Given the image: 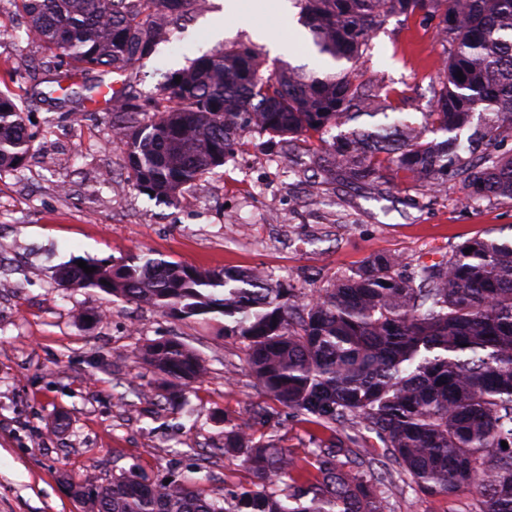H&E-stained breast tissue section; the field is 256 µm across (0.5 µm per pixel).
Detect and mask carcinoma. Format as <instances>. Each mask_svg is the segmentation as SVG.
I'll return each instance as SVG.
<instances>
[{
	"label": "carcinoma",
	"mask_w": 512,
	"mask_h": 512,
	"mask_svg": "<svg viewBox=\"0 0 512 512\" xmlns=\"http://www.w3.org/2000/svg\"><path fill=\"white\" fill-rule=\"evenodd\" d=\"M13 2L26 15L27 39L48 54L46 82L64 102L76 95L75 77L124 75L150 56L197 0ZM298 2L319 52L337 64L363 58L370 34L393 16L439 18L451 52L424 123L388 111L387 97L363 89L348 69L320 75L283 65L265 75L254 50L220 45L166 75L152 96L112 93L114 112L153 113L117 130L134 188L174 205L186 185L224 165L243 132L291 144L380 115L383 122L340 133L311 156L319 184H388L402 171L431 192L461 182L468 205L512 203V151L498 150L512 137V0ZM32 147L27 113L0 92V171L21 168ZM86 264L96 271L75 260L60 267L59 284L166 315H224V334L246 341L253 377L277 402L326 428L356 421L374 431L385 459L424 496L474 489L478 512H512V237L468 240L410 278L398 271L400 257L376 255L309 294L257 269L147 256ZM137 358L160 376L170 402L208 373L180 340L147 344ZM224 452L242 454L253 475L229 501L134 473L106 485L88 473L73 497L83 512H387L396 488L374 461L339 446L319 449L316 474L300 484L294 457L240 425L224 432ZM284 480L286 492L278 489Z\"/></svg>",
	"instance_id": "1"
}]
</instances>
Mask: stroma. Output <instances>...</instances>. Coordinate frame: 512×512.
<instances>
[{
  "instance_id": "obj_1",
  "label": "stroma",
  "mask_w": 512,
  "mask_h": 512,
  "mask_svg": "<svg viewBox=\"0 0 512 512\" xmlns=\"http://www.w3.org/2000/svg\"><path fill=\"white\" fill-rule=\"evenodd\" d=\"M222 0H198L172 28L168 42L137 63L134 93H156L166 74L215 48L211 31ZM288 15L242 16L222 41L254 48L265 71L282 64L324 71L311 33L287 52ZM0 91L25 108L33 154L16 171L0 172V512H82L63 475L92 471L100 483L135 473L148 482L195 479L210 497L249 485L242 455L224 452V432L248 423L258 441H274L293 457L332 442L365 458H381L378 436L350 424L328 431L274 401L245 363V342L224 333L222 315L178 319L96 288H64L59 267L81 256L115 263L142 252L203 267L262 268L285 287H333L377 254L401 256L404 274L431 264L463 242L512 224V204L469 206L460 184L432 193L398 175L382 191L333 188L289 172L319 151L318 137L292 154L265 137L244 134L224 166L188 186L177 205L127 184L124 150L111 140L118 117L104 89L115 74L89 77L94 104L44 100L46 60L23 35L25 20L0 0ZM450 51L435 24L390 18L370 39L357 83L392 90L390 102L410 123L429 111L432 83ZM178 338L209 366L179 403L140 398L158 378L135 355L152 341ZM479 497H425L399 483L388 512H477Z\"/></svg>"
}]
</instances>
